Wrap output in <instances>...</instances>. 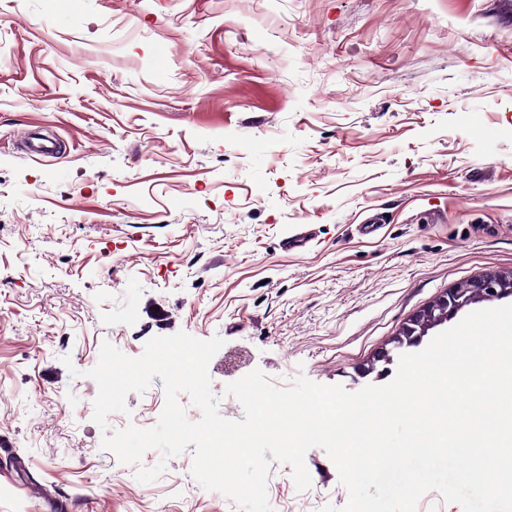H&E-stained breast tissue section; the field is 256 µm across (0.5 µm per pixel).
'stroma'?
I'll return each instance as SVG.
<instances>
[{
    "label": "stroma",
    "mask_w": 512,
    "mask_h": 512,
    "mask_svg": "<svg viewBox=\"0 0 512 512\" xmlns=\"http://www.w3.org/2000/svg\"><path fill=\"white\" fill-rule=\"evenodd\" d=\"M30 125L59 157L24 154ZM502 271L501 0H0V512H244L194 479L193 449L102 448V342L222 337L211 391L239 421L225 388L256 369L389 383L407 319ZM164 402L154 378L107 428L153 427ZM305 465L300 492L272 464L273 512L347 503L324 449Z\"/></svg>",
    "instance_id": "obj_1"
}]
</instances>
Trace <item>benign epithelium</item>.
<instances>
[{
    "label": "benign epithelium",
    "instance_id": "7a95c632",
    "mask_svg": "<svg viewBox=\"0 0 512 512\" xmlns=\"http://www.w3.org/2000/svg\"><path fill=\"white\" fill-rule=\"evenodd\" d=\"M512 295V271L499 272L467 282L464 288H452L435 302L417 312L397 334L400 341L409 345L419 342L429 329L452 319L464 307L506 298Z\"/></svg>",
    "mask_w": 512,
    "mask_h": 512
}]
</instances>
